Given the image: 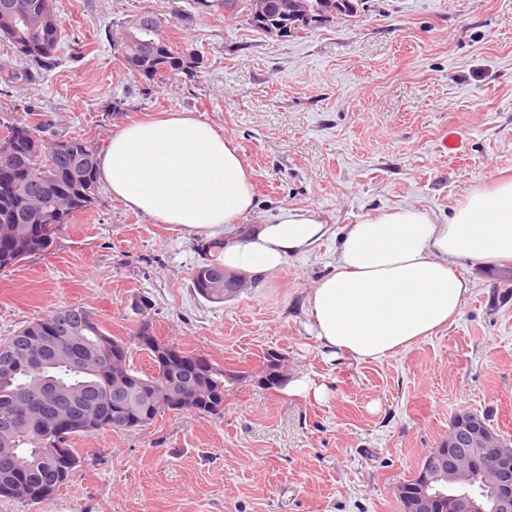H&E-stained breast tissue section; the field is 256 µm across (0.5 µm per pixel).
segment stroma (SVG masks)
<instances>
[{
    "label": "stroma",
    "mask_w": 512,
    "mask_h": 512,
    "mask_svg": "<svg viewBox=\"0 0 512 512\" xmlns=\"http://www.w3.org/2000/svg\"><path fill=\"white\" fill-rule=\"evenodd\" d=\"M59 60L0 82V111L46 140L106 149L123 126L190 112L223 131L253 172L247 231L283 207L332 228L393 207L447 219L460 196L512 169V0H364L357 17L267 34L245 14L199 0H56ZM152 13L199 51L194 78L154 84L112 51L126 21ZM464 148L440 154L443 130ZM209 236L159 224L100 186L51 248L0 271V340L69 305L126 339L140 323L187 352L242 371L224 412H171L130 432L75 437L79 464L38 508L0 512H402L395 487L448 438L453 416L484 415L512 437V261H462L472 283L455 323L380 360L331 359L305 301L336 264V241L224 302L192 287ZM147 297L153 308L140 315ZM285 378L322 379L324 401L260 387L262 355Z\"/></svg>",
    "instance_id": "1"
}]
</instances>
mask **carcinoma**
Instances as JSON below:
<instances>
[{
    "label": "carcinoma",
    "mask_w": 512,
    "mask_h": 512,
    "mask_svg": "<svg viewBox=\"0 0 512 512\" xmlns=\"http://www.w3.org/2000/svg\"><path fill=\"white\" fill-rule=\"evenodd\" d=\"M270 12L279 15L297 9L328 6L344 8L357 16L363 0H269ZM25 9L12 18L0 9V37L5 39L27 65L48 71L56 65L62 42L61 21L55 0H21ZM121 63L132 75L164 84L172 78L195 76L202 57L182 50L150 20H132L122 37L113 43ZM20 157L16 165H0V271L46 251L63 225L94 202L99 189L98 148L79 138L45 144L40 128L11 112L0 113V147ZM224 267L217 263L199 265L193 273L195 291L210 302L224 301ZM66 324L75 330L74 358H59L39 365V349L31 345L33 335L48 333L57 316L52 312L19 329L0 343V354L13 359L0 361V489H19L17 500L31 505L48 504L66 485L77 457L69 439L105 430L130 431L152 423L166 413V395L179 390L190 402L182 411L220 415L224 412V367L206 357L182 351L178 345L160 342L165 352L176 357L164 362L156 348L140 342L150 323H141L135 336L123 340L108 334L88 309L65 307ZM124 347L112 353V343ZM144 351L153 369L143 371L131 363L132 350ZM126 380L122 410L113 411L112 371ZM41 382L54 386L59 402L46 403L34 395ZM79 395L100 401L99 417L73 424L70 400Z\"/></svg>",
    "instance_id": "cac0c4a2"
}]
</instances>
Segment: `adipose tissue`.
<instances>
[{
  "mask_svg": "<svg viewBox=\"0 0 512 512\" xmlns=\"http://www.w3.org/2000/svg\"><path fill=\"white\" fill-rule=\"evenodd\" d=\"M99 173L130 210L188 232L222 235L214 255L226 270L271 276L291 259L336 239L334 271L307 298L321 349L379 361L451 324L471 291L460 260L512 259V174L469 187L451 215L397 207L332 233L308 208H286L240 235L252 213L251 174L222 131L190 112L132 123L112 135Z\"/></svg>",
  "mask_w": 512,
  "mask_h": 512,
  "instance_id": "ef3b65f1",
  "label": "adipose tissue"
}]
</instances>
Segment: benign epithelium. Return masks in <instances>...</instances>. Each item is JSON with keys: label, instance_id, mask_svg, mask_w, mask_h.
Here are the masks:
<instances>
[{"label": "benign epithelium", "instance_id": "1", "mask_svg": "<svg viewBox=\"0 0 512 512\" xmlns=\"http://www.w3.org/2000/svg\"><path fill=\"white\" fill-rule=\"evenodd\" d=\"M254 16L263 20L268 32L280 36L291 28L284 19H269L268 7L259 2ZM71 337L41 336L39 343L61 356L68 352ZM494 451L488 497H473L464 490L477 475L486 474L487 447ZM459 490L454 497L455 512H512V442L495 435L481 421L462 413L455 415L448 440L431 450L414 477L397 486L396 493L406 512H445L448 488Z\"/></svg>", "mask_w": 512, "mask_h": 512}]
</instances>
